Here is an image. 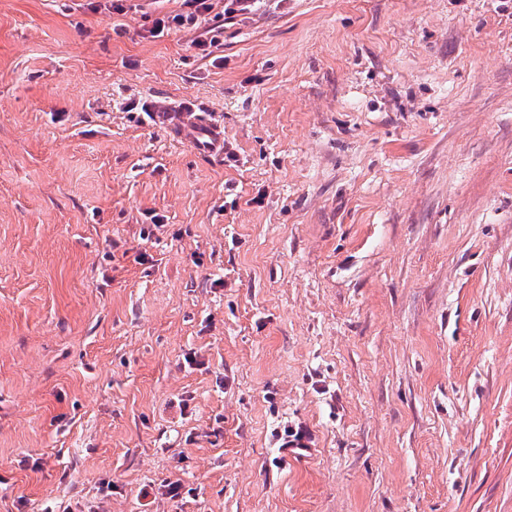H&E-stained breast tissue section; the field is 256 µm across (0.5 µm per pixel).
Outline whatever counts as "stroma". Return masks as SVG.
I'll return each instance as SVG.
<instances>
[{
    "label": "stroma",
    "instance_id": "1",
    "mask_svg": "<svg viewBox=\"0 0 512 512\" xmlns=\"http://www.w3.org/2000/svg\"><path fill=\"white\" fill-rule=\"evenodd\" d=\"M224 2L0 0V512H512V0ZM183 6L188 8L175 14H165L155 20V25L150 33H162L164 29L174 33L181 32L184 29L199 28L202 22H206L208 15L212 11L211 0H184ZM142 109L150 117L155 112L156 124L175 129L178 138L198 153L224 160V129L197 112L190 101L151 106L152 112L144 105Z\"/></svg>",
    "mask_w": 512,
    "mask_h": 512
}]
</instances>
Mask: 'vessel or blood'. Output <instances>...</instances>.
I'll return each instance as SVG.
<instances>
[{
    "label": "vessel or blood",
    "instance_id": "obj_1",
    "mask_svg": "<svg viewBox=\"0 0 512 512\" xmlns=\"http://www.w3.org/2000/svg\"><path fill=\"white\" fill-rule=\"evenodd\" d=\"M157 124L173 128L178 138L198 153L223 157L224 130L217 122L206 119L189 101L154 108Z\"/></svg>",
    "mask_w": 512,
    "mask_h": 512
}]
</instances>
